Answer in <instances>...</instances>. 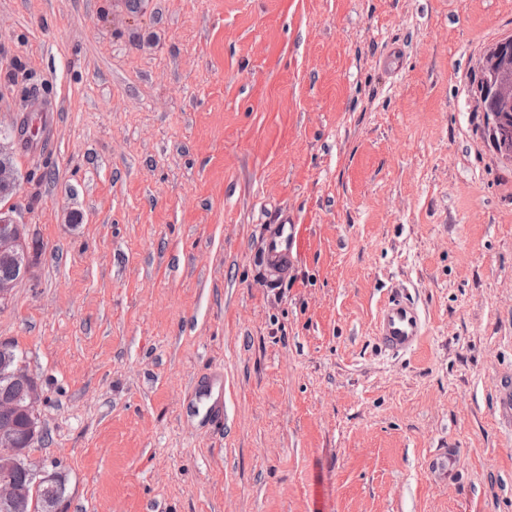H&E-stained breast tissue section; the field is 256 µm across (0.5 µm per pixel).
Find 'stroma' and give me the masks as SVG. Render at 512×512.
Here are the masks:
<instances>
[{
	"label": "stroma",
	"instance_id": "obj_1",
	"mask_svg": "<svg viewBox=\"0 0 512 512\" xmlns=\"http://www.w3.org/2000/svg\"><path fill=\"white\" fill-rule=\"evenodd\" d=\"M510 36L512 0H0V132L31 90L58 111L14 154L42 249L0 343L61 512H512V161L477 88ZM282 208L313 246L277 280ZM424 327L425 318L416 300L394 288L380 311L375 340L384 351L404 353L416 345Z\"/></svg>",
	"mask_w": 512,
	"mask_h": 512
}]
</instances>
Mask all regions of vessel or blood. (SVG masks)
Instances as JSON below:
<instances>
[{
    "label": "vessel or blood",
    "mask_w": 512,
    "mask_h": 512,
    "mask_svg": "<svg viewBox=\"0 0 512 512\" xmlns=\"http://www.w3.org/2000/svg\"><path fill=\"white\" fill-rule=\"evenodd\" d=\"M262 262L266 271L284 276L307 251L311 234L307 225L296 223L288 210L277 211L263 227ZM425 318L416 300L400 289H393L383 305L375 340L392 354L411 350L423 334Z\"/></svg>",
    "instance_id": "obj_1"
}]
</instances>
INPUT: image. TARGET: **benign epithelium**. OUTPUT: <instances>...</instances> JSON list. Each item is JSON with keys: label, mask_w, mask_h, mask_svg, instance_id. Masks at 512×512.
Segmentation results:
<instances>
[{"label": "benign epithelium", "mask_w": 512, "mask_h": 512, "mask_svg": "<svg viewBox=\"0 0 512 512\" xmlns=\"http://www.w3.org/2000/svg\"><path fill=\"white\" fill-rule=\"evenodd\" d=\"M482 70L486 80L480 91V100L492 104L494 112L502 117H512V37L506 38L486 55ZM499 121H494L491 138L496 151L504 158H512V132L505 136L500 133ZM18 188L17 171L6 162L0 165V203L15 196ZM0 263L13 267L14 275L0 279V306L9 302L15 288L28 274L33 255L29 247L26 225L19 224L13 217V207L0 206ZM7 375L26 386L25 395L20 399L0 401V508L5 512H23V507L14 502L13 484L8 473L20 467L35 481V487L42 489L44 498L42 512H56L57 498L51 496L56 488L57 475L49 471L31 454L28 448L17 447V423H25L29 445L42 437L38 406L43 400V391L38 380L21 363L12 365Z\"/></svg>", "instance_id": "7a95c632"}]
</instances>
